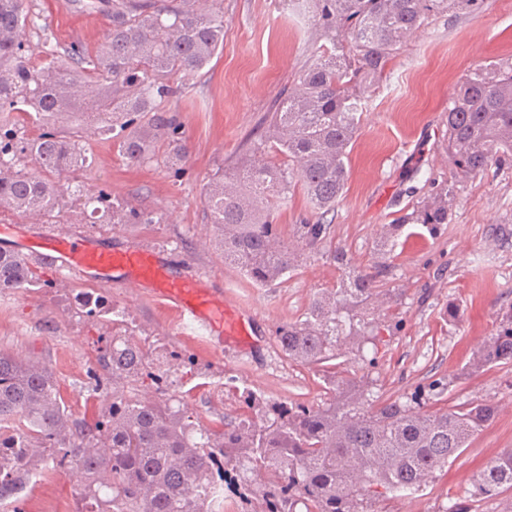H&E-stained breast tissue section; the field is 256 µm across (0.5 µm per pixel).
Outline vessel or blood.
Here are the masks:
<instances>
[{
    "mask_svg": "<svg viewBox=\"0 0 512 512\" xmlns=\"http://www.w3.org/2000/svg\"><path fill=\"white\" fill-rule=\"evenodd\" d=\"M17 254L26 262L52 259L69 280L106 286L119 281L133 293H149L175 311L181 326L209 338L242 348L253 341L255 317L249 308L200 279L175 274L155 249L83 234H45L32 238Z\"/></svg>",
    "mask_w": 512,
    "mask_h": 512,
    "instance_id": "1",
    "label": "vessel or blood"
}]
</instances>
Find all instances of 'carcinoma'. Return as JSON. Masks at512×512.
Here are the masks:
<instances>
[{
  "label": "carcinoma",
  "mask_w": 512,
  "mask_h": 512,
  "mask_svg": "<svg viewBox=\"0 0 512 512\" xmlns=\"http://www.w3.org/2000/svg\"><path fill=\"white\" fill-rule=\"evenodd\" d=\"M321 44L313 62L267 116L268 137L251 157L216 171L202 193L224 264L257 286H270L298 262L327 255L341 270L336 287L314 299L301 317L280 330L279 350L313 369L323 382L318 406L262 401L243 392L247 414L235 421L192 420L149 365L176 374L186 360L114 336L97 363L112 380V406L91 427L72 418L49 368L0 352V502L17 497L34 467L69 469L85 483L78 512H381L378 504L423 491L436 472L469 446L494 418L489 401L427 410L448 383L381 404L372 399L369 374L341 375L332 361L350 352L365 360L378 352L379 330L365 321L388 275L385 258L405 227L431 233L448 223L460 180L492 165H512V61L475 69L460 82L448 107L444 142L459 178L384 225L377 261L352 264L328 244L324 217L347 182L346 159L361 123V87L380 85L406 39L431 16L467 12L483 0H305ZM112 25L92 58L76 47L56 49L37 65L26 46L38 27L30 0H0V209L40 219L61 212L75 196L106 217L111 196L62 181L87 169L81 144L95 128L112 135L133 164L153 156L163 138L181 129L164 117L175 93L174 75L190 76L224 45V12L214 0H103ZM48 130L29 139L16 115ZM34 169L24 170L27 163ZM299 188L312 224L284 236L274 215ZM49 284L10 250L0 248V289ZM512 363V314L480 351L476 367ZM512 489V448L475 478L472 501Z\"/></svg>",
  "instance_id": "carcinoma-1"
}]
</instances>
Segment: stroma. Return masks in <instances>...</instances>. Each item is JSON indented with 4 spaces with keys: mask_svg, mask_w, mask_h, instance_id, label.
Returning <instances> with one entry per match:
<instances>
[{
    "mask_svg": "<svg viewBox=\"0 0 512 512\" xmlns=\"http://www.w3.org/2000/svg\"><path fill=\"white\" fill-rule=\"evenodd\" d=\"M87 2L32 0L41 16L39 28L27 33L36 62L44 61L50 47L74 44L96 51L110 22L105 12L87 9ZM220 3L223 48L194 76L173 78L179 91L165 104L168 116L181 125L180 146L158 140L150 162L134 165L112 140L87 130L84 145L93 165L75 179L106 190L121 207L111 223L95 224L76 204L43 228L159 250L177 273L199 278L251 308L256 341L246 350L220 349L181 329L175 314L148 295L117 284L65 283L53 263L37 262L51 287L0 290V349L45 363L73 416L90 424L112 403L111 389L92 392L89 375L98 369V350L116 336L145 338L194 357L191 374L173 388L184 410L205 420L242 414L246 390L308 405L324 396L314 371L285 360L275 338L317 293L334 287L335 263L317 255L304 259L282 283L255 286L225 266L201 196L215 171L248 153L280 93L293 87L315 48L312 18L294 0ZM508 58L512 0H484L478 11L430 18L406 40L387 81L362 90L363 115L348 155L347 185L326 218L330 239L354 263H371L383 225L453 178L454 165L439 142L448 102L469 70ZM138 213L152 216V223H135ZM386 286L395 289V298L368 313L383 336L369 368L377 402L442 380L448 384V405L488 400L497 407L489 425L425 491L381 505L383 512H442L466 501L474 477L502 449L512 448V365L469 369L502 317L512 312V169L491 168L465 183L437 233L406 227ZM89 296L124 311V323L114 324L108 314L87 316ZM452 303L459 308L454 324L446 319ZM80 484L78 474L63 469L34 476L8 512H76Z\"/></svg>",
    "mask_w": 512,
    "mask_h": 512,
    "instance_id": "35a3bbf8",
    "label": "stroma"
}]
</instances>
